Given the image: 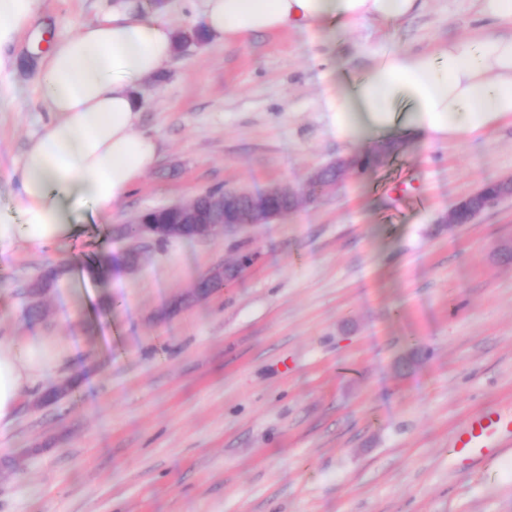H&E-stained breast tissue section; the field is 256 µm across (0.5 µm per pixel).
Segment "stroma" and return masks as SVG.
Segmentation results:
<instances>
[{
  "label": "stroma",
  "instance_id": "stroma-1",
  "mask_svg": "<svg viewBox=\"0 0 512 512\" xmlns=\"http://www.w3.org/2000/svg\"><path fill=\"white\" fill-rule=\"evenodd\" d=\"M113 0H41L0 72V207L50 114L33 73L46 37ZM479 0H425L395 25L291 29L176 47L136 94L154 166L105 218L79 213L53 255L0 258V338L44 337L61 360L51 405L21 397L0 429V512H512V454L453 463L475 413L512 409V199L447 228L458 200L512 176V116L349 170L268 224L144 249L133 271L91 272L131 248L115 229L216 188L302 191L336 159L376 151L331 135L322 90L391 48L432 51L496 31ZM253 262L189 300L212 267ZM57 288L30 319L24 286Z\"/></svg>",
  "mask_w": 512,
  "mask_h": 512
}]
</instances>
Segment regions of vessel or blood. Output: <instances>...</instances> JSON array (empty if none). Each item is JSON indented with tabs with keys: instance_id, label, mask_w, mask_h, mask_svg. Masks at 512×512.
<instances>
[{
	"instance_id": "obj_1",
	"label": "vessel or blood",
	"mask_w": 512,
	"mask_h": 512,
	"mask_svg": "<svg viewBox=\"0 0 512 512\" xmlns=\"http://www.w3.org/2000/svg\"><path fill=\"white\" fill-rule=\"evenodd\" d=\"M453 446L469 465L500 456L512 448V417L489 410L476 413L455 431Z\"/></svg>"
}]
</instances>
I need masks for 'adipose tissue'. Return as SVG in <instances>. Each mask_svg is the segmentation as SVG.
<instances>
[{
    "mask_svg": "<svg viewBox=\"0 0 512 512\" xmlns=\"http://www.w3.org/2000/svg\"><path fill=\"white\" fill-rule=\"evenodd\" d=\"M40 0H0V70L30 27ZM423 0H203L200 23L232 43L241 37L320 27L344 31L360 21L395 24L418 14ZM176 32L158 11L124 5L53 40L33 81L55 119L28 142L13 176L16 210L0 209V254L55 251L71 235V210L107 215L157 159V138L141 127L133 92L162 73ZM327 126L354 144L363 132L405 128L436 140L484 130L512 115V32L460 38L435 51L384 50L361 75H346L324 98ZM54 369L39 338L0 339V425L21 396Z\"/></svg>",
    "mask_w": 512,
    "mask_h": 512,
    "instance_id": "1",
    "label": "adipose tissue"
}]
</instances>
